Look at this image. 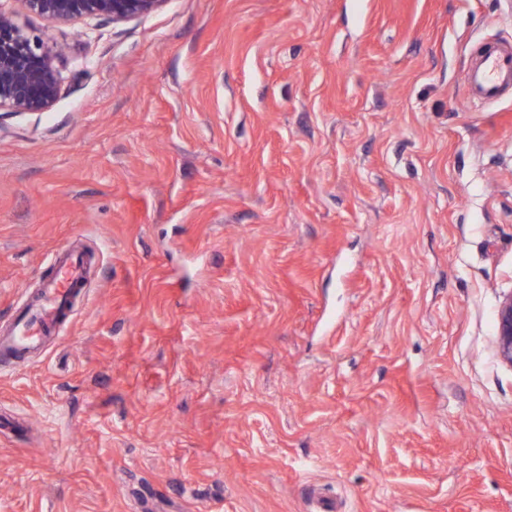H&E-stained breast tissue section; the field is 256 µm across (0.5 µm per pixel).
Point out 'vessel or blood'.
I'll list each match as a JSON object with an SVG mask.
<instances>
[{
	"label": "vessel or blood",
	"mask_w": 512,
	"mask_h": 512,
	"mask_svg": "<svg viewBox=\"0 0 512 512\" xmlns=\"http://www.w3.org/2000/svg\"><path fill=\"white\" fill-rule=\"evenodd\" d=\"M463 87L470 99L482 103L511 95L512 42L499 41L478 47L464 72ZM51 264L55 277L38 309L33 316L17 320L9 332L0 335V355L37 348L43 336L55 329L62 306L70 300L75 285L84 278V259L73 252L56 253Z\"/></svg>",
	"instance_id": "b4317fda"
}]
</instances>
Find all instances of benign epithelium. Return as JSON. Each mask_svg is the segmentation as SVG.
<instances>
[{
    "label": "benign epithelium",
    "mask_w": 512,
    "mask_h": 512,
    "mask_svg": "<svg viewBox=\"0 0 512 512\" xmlns=\"http://www.w3.org/2000/svg\"><path fill=\"white\" fill-rule=\"evenodd\" d=\"M168 0H24L29 12L57 20L73 15L108 16L124 23L150 14ZM63 49L46 43L0 11V112L39 113L49 110L60 91L58 63ZM498 359L512 368V292L500 301L494 340Z\"/></svg>",
    "instance_id": "benign-epithelium-1"
}]
</instances>
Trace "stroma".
Returning <instances> with one entry per match:
<instances>
[{"label": "stroma", "instance_id": "stroma-1", "mask_svg": "<svg viewBox=\"0 0 512 512\" xmlns=\"http://www.w3.org/2000/svg\"><path fill=\"white\" fill-rule=\"evenodd\" d=\"M65 45L0 116V512H512V0H168L124 24L0 0ZM466 95L481 103L496 102L512 94V42L485 43L478 47L464 72ZM55 277L33 316L15 322L14 327L0 336V357L17 351L37 348L43 336L56 328L60 310L71 298L75 285L84 280L85 263L81 255L58 251L51 259ZM494 346L500 362L512 368V292L500 301Z\"/></svg>", "mask_w": 512, "mask_h": 512}]
</instances>
